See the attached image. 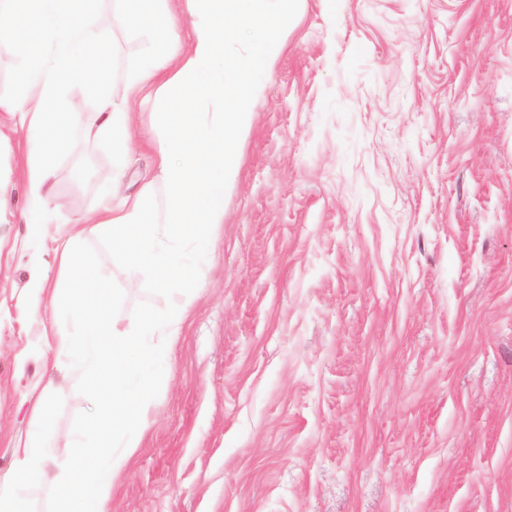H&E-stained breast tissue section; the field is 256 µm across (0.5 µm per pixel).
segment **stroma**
Returning a JSON list of instances; mask_svg holds the SVG:
<instances>
[{
  "instance_id": "1",
  "label": "stroma",
  "mask_w": 512,
  "mask_h": 512,
  "mask_svg": "<svg viewBox=\"0 0 512 512\" xmlns=\"http://www.w3.org/2000/svg\"><path fill=\"white\" fill-rule=\"evenodd\" d=\"M119 0L111 79L148 56ZM121 192L156 174L135 103ZM31 145L0 112V472L59 388L52 442L96 415L41 323L62 238L112 182L106 142L60 153L34 239ZM149 424L105 512H512V0H303L260 79L224 222ZM117 310L165 306L88 239Z\"/></svg>"
}]
</instances>
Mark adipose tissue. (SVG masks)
<instances>
[{
  "mask_svg": "<svg viewBox=\"0 0 512 512\" xmlns=\"http://www.w3.org/2000/svg\"><path fill=\"white\" fill-rule=\"evenodd\" d=\"M11 2L0 10V32H10L9 46L21 60V92L5 108L23 114L39 145L24 170L26 221L37 230L46 226L58 152L75 129L109 139L120 175L131 154V103L150 94L165 104L155 141L167 195L163 219L151 212L153 182L131 197L107 189L111 204L59 254L63 285L51 295L59 320L53 350L92 396L97 417L64 447L50 446L55 389L44 386L33 425L13 450V467L0 474V512H29L26 493L51 467L54 512H103L115 476L148 423L186 307L141 311L131 319L133 331H120L114 291L84 241L111 239L126 264L150 272L158 293L180 294L195 282L209 231L224 221V185L237 173L253 96L284 46L299 0H120L121 20L150 31L153 43L118 86L109 74V48L91 23L94 0ZM75 87L82 90L78 102L70 97ZM85 99L96 105L91 125L84 120Z\"/></svg>",
  "mask_w": 512,
  "mask_h": 512,
  "instance_id": "1",
  "label": "adipose tissue"
}]
</instances>
